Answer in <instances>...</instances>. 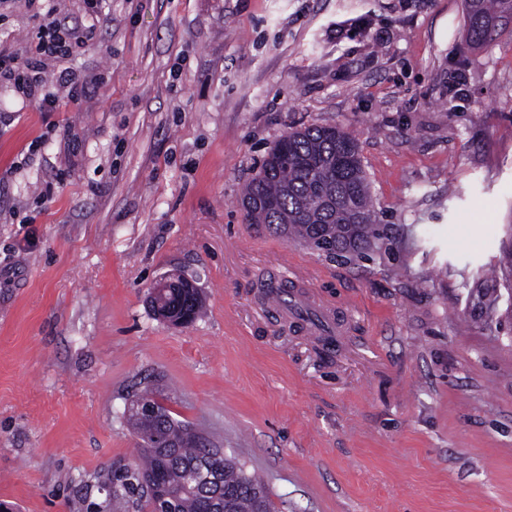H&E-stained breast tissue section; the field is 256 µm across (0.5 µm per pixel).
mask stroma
Returning <instances> with one entry per match:
<instances>
[{"label": "stroma", "instance_id": "35a3bbf8", "mask_svg": "<svg viewBox=\"0 0 512 512\" xmlns=\"http://www.w3.org/2000/svg\"><path fill=\"white\" fill-rule=\"evenodd\" d=\"M98 3L0 5L21 61L48 9L93 28L46 71L79 101L0 86V502L110 512L155 379L278 512H512V33L472 47L464 0ZM311 125L356 138L379 252L245 223L243 185ZM310 267L327 362L261 294ZM169 273L200 290L193 324L149 305Z\"/></svg>", "mask_w": 512, "mask_h": 512}]
</instances>
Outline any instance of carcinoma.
<instances>
[{
	"instance_id": "obj_1",
	"label": "carcinoma",
	"mask_w": 512,
	"mask_h": 512,
	"mask_svg": "<svg viewBox=\"0 0 512 512\" xmlns=\"http://www.w3.org/2000/svg\"><path fill=\"white\" fill-rule=\"evenodd\" d=\"M511 20L512 0H465L467 37L478 48L497 42ZM242 204L247 223L272 226L327 257L338 245L350 255L363 254L381 236L357 140L336 126H310L278 139ZM202 309L196 289H171L152 307L157 316L189 323ZM160 410L159 418L137 412L128 417L141 440V463L112 471L113 512L134 505L150 512H274L265 485L233 457L224 458L221 493L200 488L214 449L165 406ZM160 431L172 437V447H150Z\"/></svg>"
}]
</instances>
